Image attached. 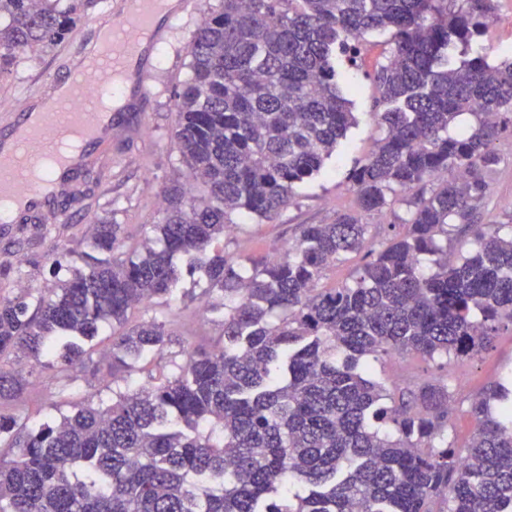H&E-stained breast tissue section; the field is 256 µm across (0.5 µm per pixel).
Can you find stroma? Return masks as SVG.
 <instances>
[{
  "label": "stroma",
  "instance_id": "1",
  "mask_svg": "<svg viewBox=\"0 0 512 512\" xmlns=\"http://www.w3.org/2000/svg\"><path fill=\"white\" fill-rule=\"evenodd\" d=\"M494 2V14L483 34L469 49L458 44L450 46V56L458 59L465 53L479 55L492 63L512 56V0ZM220 6L221 0H196L189 11L168 18L167 40L149 52L154 69L147 91L128 96L124 127L112 140L111 179H104L100 168L94 165L72 179L57 200L59 212L73 225L68 236L56 240L43 235H19L12 243L0 242V297L17 296L18 285L23 281L33 286L43 284L51 279L54 265H73L88 225L102 219L124 225L126 245L135 248L141 242L144 225L158 221L166 187L183 180L186 173L172 138L178 121L174 91L190 76L188 49L201 26V17ZM391 48L389 35L372 34L357 54L337 58L338 76L352 88L350 99L357 125L350 129L324 170L296 186L291 201L277 215L269 220L238 215L235 232L212 243L211 252L241 257L279 255L285 243L298 236L300 225L333 223L338 213L352 207L347 176L352 168L365 162L381 135L372 119L379 97L374 75ZM62 51L58 44L19 54L13 70L0 77V101L5 102L7 110L17 107L40 74L58 67ZM494 148L501 161L490 176L491 193L477 215L481 224H501L512 218V123H505ZM408 211L407 196L401 193L395 197L391 212L367 216L365 250L327 268L321 287L353 283L372 253L381 250L390 238L391 224L407 218ZM207 286L205 278H183L180 288L187 297L176 301L175 306L180 309V321L192 340L168 345L162 354L163 365L183 362L189 347H210L221 339L222 314L200 307L199 299ZM450 370L463 398L484 391L512 373V324L501 322L490 348L473 358L452 360ZM147 382L143 373L113 378L107 361L96 353L90 362L64 373L44 370L19 398L9 403L8 410L35 427L68 413L73 403L108 400L113 391Z\"/></svg>",
  "mask_w": 512,
  "mask_h": 512
}]
</instances>
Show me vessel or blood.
Wrapping results in <instances>:
<instances>
[{"mask_svg":"<svg viewBox=\"0 0 512 512\" xmlns=\"http://www.w3.org/2000/svg\"><path fill=\"white\" fill-rule=\"evenodd\" d=\"M166 0H105L92 36H79L64 49L60 68L37 82L36 96H51L45 112L19 109L0 114V239L14 236L19 215H39L48 229L62 217L53 205L58 192L90 162L93 151L111 146L118 115L113 110V76L134 69L139 87L151 76L147 49L163 30L157 22ZM99 50L89 55L88 42Z\"/></svg>","mask_w":512,"mask_h":512,"instance_id":"1","label":"vessel or blood"}]
</instances>
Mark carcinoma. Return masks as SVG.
I'll list each match as a JSON object with an SVG mask.
<instances>
[{
  "label": "carcinoma",
  "instance_id": "cac0c4a2",
  "mask_svg": "<svg viewBox=\"0 0 512 512\" xmlns=\"http://www.w3.org/2000/svg\"><path fill=\"white\" fill-rule=\"evenodd\" d=\"M493 2L222 0L175 91L185 181L139 248L125 249L123 225L93 224L83 267L0 299V401L59 348L61 372L91 360L84 344L140 305L161 316L112 337V375L161 355L178 256L220 294L224 344L37 428L0 412V512H512V377L464 403L448 371L512 324V224L474 223L512 116V59H448ZM92 3L0 0V74L16 52L62 41ZM373 32L393 48L376 73L382 136L348 175L353 208L301 225L279 257L209 255L233 215L271 219L336 153L357 120L335 53ZM465 113L474 128L452 133ZM399 192L411 195L404 233L354 284L319 287L365 247L362 216ZM455 231L476 250L449 251ZM412 354L428 371L390 387L376 377L372 362ZM462 407L475 432L459 451L448 430Z\"/></svg>",
  "mask_w": 512,
  "mask_h": 512
}]
</instances>
